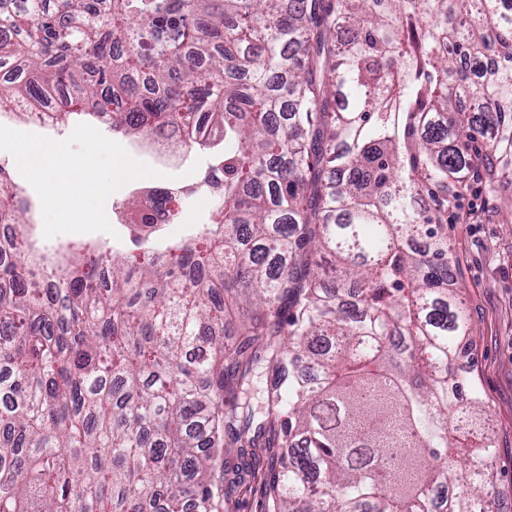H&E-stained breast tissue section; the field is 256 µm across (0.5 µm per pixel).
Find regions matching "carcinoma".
I'll return each instance as SVG.
<instances>
[{"label": "carcinoma", "mask_w": 512, "mask_h": 512, "mask_svg": "<svg viewBox=\"0 0 512 512\" xmlns=\"http://www.w3.org/2000/svg\"><path fill=\"white\" fill-rule=\"evenodd\" d=\"M0 67V109L66 88L213 152L105 264L0 241V512H220L249 448L268 512H498L448 223L512 222V0H0ZM30 206L0 167V222ZM179 211H181L179 219L167 226L168 235L172 240L179 239L183 235L186 224H203L197 211L188 203L179 207Z\"/></svg>", "instance_id": "cac0c4a2"}]
</instances>
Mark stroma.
<instances>
[{
    "mask_svg": "<svg viewBox=\"0 0 512 512\" xmlns=\"http://www.w3.org/2000/svg\"><path fill=\"white\" fill-rule=\"evenodd\" d=\"M135 159L153 169L193 181L208 164L207 151L180 149L160 160L142 144L121 138ZM448 242L455 257L453 288L472 328L474 355L469 363L489 412V433L498 455L487 479L500 499V512H512V223L488 217L480 224H452Z\"/></svg>",
    "mask_w": 512,
    "mask_h": 512,
    "instance_id": "35a3bbf8",
    "label": "stroma"
}]
</instances>
